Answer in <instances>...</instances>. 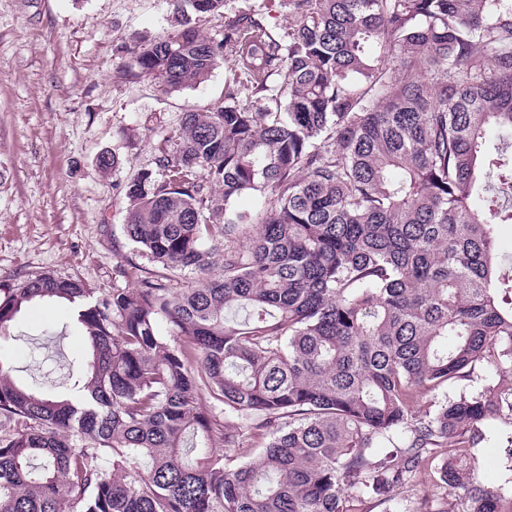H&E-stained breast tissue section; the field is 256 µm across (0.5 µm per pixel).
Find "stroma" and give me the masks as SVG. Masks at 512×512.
<instances>
[{
  "label": "stroma",
  "mask_w": 512,
  "mask_h": 512,
  "mask_svg": "<svg viewBox=\"0 0 512 512\" xmlns=\"http://www.w3.org/2000/svg\"><path fill=\"white\" fill-rule=\"evenodd\" d=\"M166 0H0V284L51 272L108 291L128 288L124 272L142 259L127 241L125 183L156 167L163 137L181 115L224 94L220 66L193 89L164 93L125 83L132 37L172 29ZM121 164L101 172L97 159ZM88 358V341L60 301L25 305L0 339L15 379L67 393ZM486 443L470 449L486 482L504 462L496 440L507 425L487 418Z\"/></svg>",
  "instance_id": "35a3bbf8"
}]
</instances>
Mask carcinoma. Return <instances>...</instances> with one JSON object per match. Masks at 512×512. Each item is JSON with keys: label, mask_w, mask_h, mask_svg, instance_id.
<instances>
[{"label": "carcinoma", "mask_w": 512, "mask_h": 512, "mask_svg": "<svg viewBox=\"0 0 512 512\" xmlns=\"http://www.w3.org/2000/svg\"><path fill=\"white\" fill-rule=\"evenodd\" d=\"M270 2L288 25L169 0L176 29L131 40L121 80L231 71L124 187L133 287L0 285V334L63 300L91 350L66 397L0 360V512H370L427 484L455 499L416 512H512V435L497 486L466 454L512 428V153L487 140L512 137V0Z\"/></svg>", "instance_id": "carcinoma-1"}]
</instances>
